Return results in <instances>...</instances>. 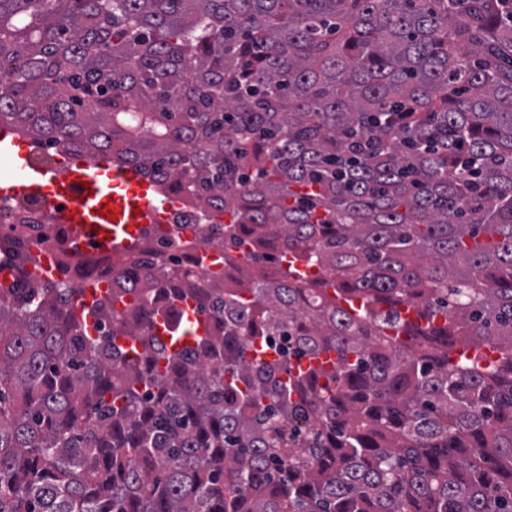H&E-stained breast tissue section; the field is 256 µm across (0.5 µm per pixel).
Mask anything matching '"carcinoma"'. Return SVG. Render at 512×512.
<instances>
[{"label":"carcinoma","instance_id":"1","mask_svg":"<svg viewBox=\"0 0 512 512\" xmlns=\"http://www.w3.org/2000/svg\"><path fill=\"white\" fill-rule=\"evenodd\" d=\"M4 125L332 278L221 274L168 356L167 267L97 338L1 295L0 512H512V0H0ZM176 305L182 315L194 324L196 331L192 336H175L172 322L164 316H157L152 322L150 332L154 340L164 347L167 355L195 347L198 339H204L209 332V319L198 310L194 300L186 298L177 301Z\"/></svg>","mask_w":512,"mask_h":512}]
</instances>
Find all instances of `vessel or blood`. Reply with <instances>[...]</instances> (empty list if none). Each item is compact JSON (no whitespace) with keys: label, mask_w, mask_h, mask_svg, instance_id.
I'll use <instances>...</instances> for the list:
<instances>
[{"label":"vessel or blood","mask_w":512,"mask_h":512,"mask_svg":"<svg viewBox=\"0 0 512 512\" xmlns=\"http://www.w3.org/2000/svg\"><path fill=\"white\" fill-rule=\"evenodd\" d=\"M45 149L39 148L0 126V198L41 199L51 224L73 230L69 238L71 251L83 253L86 245H96L99 252L117 254L133 250L145 225L160 224L166 211L177 206L176 196H160L158 187L130 166H116L107 157L96 159L66 157L50 161ZM113 215H106V208ZM26 273L30 278H58L60 270L53 257L38 252L34 263L24 269H11V276ZM107 281L75 284L73 309L82 315L108 292ZM177 306L196 331L179 336L172 322L157 316L151 325L154 340L174 354L195 347L209 332V320L194 300L186 298Z\"/></svg>","instance_id":"1"}]
</instances>
